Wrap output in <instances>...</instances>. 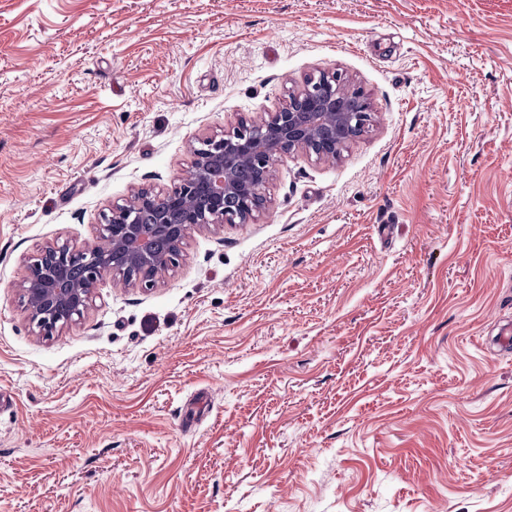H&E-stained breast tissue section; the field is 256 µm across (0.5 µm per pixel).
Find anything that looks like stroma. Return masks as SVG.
Wrapping results in <instances>:
<instances>
[{
	"label": "stroma",
	"instance_id": "1",
	"mask_svg": "<svg viewBox=\"0 0 512 512\" xmlns=\"http://www.w3.org/2000/svg\"><path fill=\"white\" fill-rule=\"evenodd\" d=\"M374 121L51 336L41 249L308 78ZM512 0H0V512H512Z\"/></svg>",
	"mask_w": 512,
	"mask_h": 512
}]
</instances>
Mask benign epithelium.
Listing matches in <instances>:
<instances>
[{
  "mask_svg": "<svg viewBox=\"0 0 512 512\" xmlns=\"http://www.w3.org/2000/svg\"><path fill=\"white\" fill-rule=\"evenodd\" d=\"M337 78L335 73H321L311 78L310 87L288 100V111L274 112L259 122L241 123L221 135L199 140L193 147L191 167L167 192L169 211L158 214L153 231L138 223V214L152 208L154 201V192L141 190L103 214V245L79 250L63 243L35 255L20 288L29 320L38 333L51 336L83 316L93 288L103 276L113 273L112 257H122L130 271L124 283L150 290L157 280L145 272L164 261L175 263L191 229L249 219L266 203L264 186L240 181L238 168L255 166L266 178L276 156L295 150L318 159H336L337 154L324 150V134L332 132L339 142L355 129L368 127L372 118L369 104L352 112L337 100ZM272 140L280 145L276 156L267 153V143ZM201 184L208 187L212 199L206 213L197 212L193 203ZM228 196L240 203L242 215L237 219L224 214Z\"/></svg>",
  "mask_w": 512,
  "mask_h": 512,
  "instance_id": "obj_1",
  "label": "benign epithelium"
}]
</instances>
